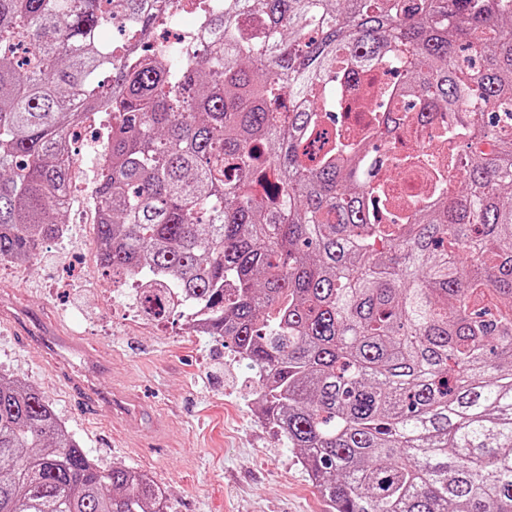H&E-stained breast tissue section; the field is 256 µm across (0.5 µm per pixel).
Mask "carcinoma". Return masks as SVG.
<instances>
[{
	"instance_id": "1",
	"label": "carcinoma",
	"mask_w": 512,
	"mask_h": 512,
	"mask_svg": "<svg viewBox=\"0 0 512 512\" xmlns=\"http://www.w3.org/2000/svg\"><path fill=\"white\" fill-rule=\"evenodd\" d=\"M112 2L0 0V261L59 237L102 110L100 265L161 319L203 312L330 512H512V0H184L210 36L144 54L103 42ZM117 7L169 20L168 0ZM347 57L398 63L356 102L368 124L390 96L402 126L442 114L436 155L391 156L427 198L385 194L365 137L310 153ZM168 510L0 376V512Z\"/></svg>"
}]
</instances>
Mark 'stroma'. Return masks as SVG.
<instances>
[{
  "label": "stroma",
  "instance_id": "35a3bbf8",
  "mask_svg": "<svg viewBox=\"0 0 512 512\" xmlns=\"http://www.w3.org/2000/svg\"><path fill=\"white\" fill-rule=\"evenodd\" d=\"M69 243L41 244L32 262L0 269V286L35 314L56 315L112 356L103 390L138 399L143 415H91L57 380L50 354L0 327V374L43 393L69 433L103 467L142 469L166 491L172 512H329L294 449L259 416L245 362L181 319L140 324L113 307L86 200L74 198Z\"/></svg>",
  "mask_w": 512,
  "mask_h": 512
}]
</instances>
